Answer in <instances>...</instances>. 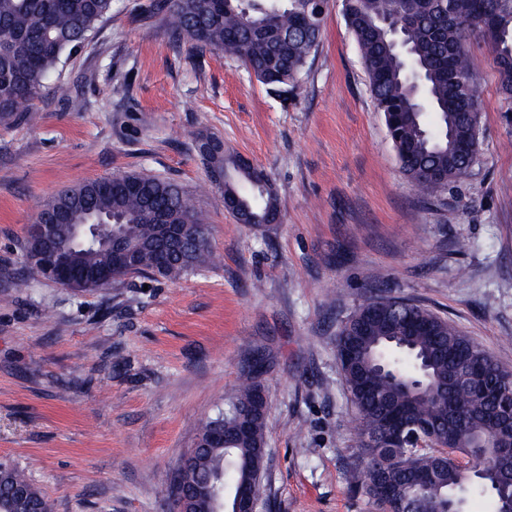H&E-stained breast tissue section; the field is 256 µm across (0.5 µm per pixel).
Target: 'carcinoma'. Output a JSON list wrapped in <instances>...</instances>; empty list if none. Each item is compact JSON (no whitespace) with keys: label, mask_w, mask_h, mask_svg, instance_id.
I'll list each match as a JSON object with an SVG mask.
<instances>
[{"label":"carcinoma","mask_w":512,"mask_h":512,"mask_svg":"<svg viewBox=\"0 0 512 512\" xmlns=\"http://www.w3.org/2000/svg\"><path fill=\"white\" fill-rule=\"evenodd\" d=\"M113 0H0V125L18 116L38 119L32 109L52 74L78 51L97 24L112 14ZM330 0H159L170 38L201 53L235 57L246 71L279 95L296 88L318 47ZM343 11L383 114L401 172L431 196L465 179L478 162L481 105L474 92L480 61L469 47L479 35L492 53L504 102L512 120V0H407L400 14L404 61L382 23L397 14L393 0H343ZM422 77L424 100L410 94L408 69ZM197 149L211 181L224 179V197L236 212L258 224L276 221L280 208L267 177L240 155L224 150L215 135L201 136ZM38 212L59 216L56 244L67 250L85 278L75 292L107 288L116 281L151 273L179 279L220 263L203 212L169 180L137 172L67 186ZM112 221L134 250L135 264L118 261L107 241L73 236L75 224ZM188 224L194 241L172 247L163 267L158 221ZM336 358L346 373L352 405L359 473L357 488L379 512L446 509L448 497L488 493L494 512H512V455L492 448L500 436L492 407L473 387L493 381L512 391V370L428 308L400 298L364 300L336 334ZM265 392L256 371L200 426L191 464L178 466L175 480L197 493L195 512H214L224 494L255 483L263 489L268 409L255 411L246 431L240 411L252 409ZM411 405L402 448H382L391 410ZM453 427L480 445V473L463 470L471 448L448 447ZM54 512L52 501L28 473L0 462V512Z\"/></svg>","instance_id":"1"}]
</instances>
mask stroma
I'll return each instance as SVG.
<instances>
[{
	"mask_svg": "<svg viewBox=\"0 0 512 512\" xmlns=\"http://www.w3.org/2000/svg\"><path fill=\"white\" fill-rule=\"evenodd\" d=\"M154 2L114 0L35 102L39 123L0 125V460L26 469L55 512H171L183 453L258 363L268 512H376L354 487L335 352L361 296L417 301L512 369V125L488 48L472 47L479 162L425 201L400 171L340 0L285 96L236 59L174 45ZM206 134L265 171L279 223L225 210L194 146ZM124 172L177 182L222 264L85 293L24 266L41 204ZM20 276L27 292L11 287Z\"/></svg>",
	"mask_w": 512,
	"mask_h": 512,
	"instance_id": "obj_1",
	"label": "stroma"
}]
</instances>
